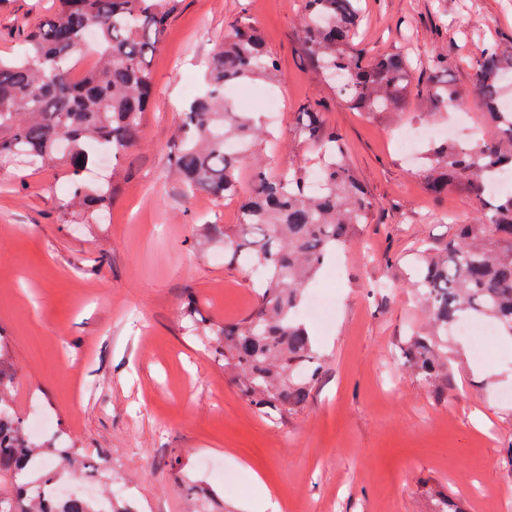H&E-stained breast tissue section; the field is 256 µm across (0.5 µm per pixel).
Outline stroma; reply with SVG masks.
I'll use <instances>...</instances> for the list:
<instances>
[{
  "instance_id": "35a3bbf8",
  "label": "stroma",
  "mask_w": 512,
  "mask_h": 512,
  "mask_svg": "<svg viewBox=\"0 0 512 512\" xmlns=\"http://www.w3.org/2000/svg\"><path fill=\"white\" fill-rule=\"evenodd\" d=\"M54 0H0V57L18 29ZM247 12L281 66L274 168L312 164L298 114L319 102L340 134L373 203L341 252L344 276L326 285L329 329L310 326L323 371L306 406L273 420L245 400L224 363L182 314L217 325L245 317L249 277L201 240L208 224H234L238 205L165 179L181 104L203 89L205 62ZM303 0H184L149 58L154 100L135 147L121 159L103 223L63 211L59 169L0 165V360L13 375L10 403L24 421L47 422L45 442L78 450L92 473L62 471L64 485L92 484L136 512H243L263 479L266 512H502L512 501V348L449 336L438 387L408 368L412 335L426 334L416 299L418 243L438 247L472 222L479 200L435 196L401 153L405 130L428 123L416 98L400 116L349 111L309 65L300 41ZM442 33H435V23ZM512 44V0H364L357 42L398 52L429 78L439 52L457 64L464 92L457 138L490 136L466 66L481 44ZM195 486L186 499L177 478Z\"/></svg>"
}]
</instances>
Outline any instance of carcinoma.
I'll return each instance as SVG.
<instances>
[{
	"instance_id": "cac0c4a2",
	"label": "carcinoma",
	"mask_w": 512,
	"mask_h": 512,
	"mask_svg": "<svg viewBox=\"0 0 512 512\" xmlns=\"http://www.w3.org/2000/svg\"><path fill=\"white\" fill-rule=\"evenodd\" d=\"M183 0H58L53 16L25 26V57L0 59V162L21 160L30 167H59L68 177L63 207L83 214L88 224L107 213L114 181L94 186L85 172L98 148L112 151V167L137 142L154 82L148 68L168 20ZM360 0H304L301 38L309 64L336 88L346 107L368 117L393 116L415 87L412 65L397 53L370 55L354 44L361 23ZM93 34L97 64L78 82L69 63ZM482 95L491 138L468 145L435 142L427 150V190L434 195L463 190L483 205L472 224L442 247L422 246L418 282L432 324L427 337L410 341L407 362L415 375L434 386L448 346V326L464 317L488 319L512 340V191L487 192V178L512 171V111L501 99L512 95V49L494 40L469 60ZM278 61L264 46L247 15L208 60L205 91L179 114L178 147L169 174L186 197L205 192L239 203V223L209 225L206 239L224 241L231 264L263 271L256 303L239 321L194 322L200 336H218L224 367L237 375L240 391L269 417L282 418L306 404L323 364L306 324L296 317L306 288L325 262L366 223L371 202L348 161V149L326 126L318 105L299 119L318 146L316 172L322 188L313 193L304 167L274 172L254 159L271 133L250 112H231L225 87L253 79L275 81ZM417 88V87H415ZM424 109L440 110L463 98L448 80L417 88ZM248 164L251 179L239 180ZM0 367V512H101L91 499L51 502L34 491L57 481L59 465L73 464L77 452L39 449L3 397Z\"/></svg>"
}]
</instances>
